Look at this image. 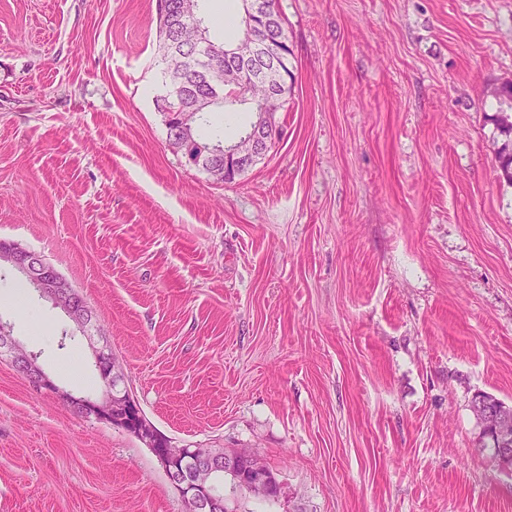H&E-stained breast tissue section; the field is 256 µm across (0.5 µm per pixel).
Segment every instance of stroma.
Masks as SVG:
<instances>
[{
	"label": "stroma",
	"instance_id": "stroma-1",
	"mask_svg": "<svg viewBox=\"0 0 512 512\" xmlns=\"http://www.w3.org/2000/svg\"><path fill=\"white\" fill-rule=\"evenodd\" d=\"M275 8L280 139L225 185L168 145L158 0H0V240L84 296L172 445L276 474L238 512H512L471 409L512 405V0ZM0 320L60 388L0 357V512H186L145 445L68 405L102 385L65 313L30 289Z\"/></svg>",
	"mask_w": 512,
	"mask_h": 512
}]
</instances>
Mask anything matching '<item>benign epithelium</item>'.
Returning a JSON list of instances; mask_svg holds the SVG:
<instances>
[{"instance_id": "obj_1", "label": "benign epithelium", "mask_w": 512, "mask_h": 512, "mask_svg": "<svg viewBox=\"0 0 512 512\" xmlns=\"http://www.w3.org/2000/svg\"><path fill=\"white\" fill-rule=\"evenodd\" d=\"M268 11L260 0H247L243 21L242 39L228 51L241 65L253 57L254 48L262 45L267 26ZM207 74L215 93L199 101L198 110L211 102H225L251 86L245 78V69L228 70L207 67ZM266 122L256 124L245 140L224 151V165L231 166V173L238 177L262 159L272 149L277 139V129L265 115ZM0 264L8 265L25 276L37 291L60 307L74 326L89 341L96 367L103 378L101 394L83 401V415L100 423L116 426L130 433L150 448L162 464L169 481L195 512H236L232 499L214 490V477L229 479L235 489L276 499L280 484L275 474L248 451L218 452L211 448H176L170 440L157 432L145 418L139 402L124 383L118 364L108 359L106 347L98 343L89 310L75 302L69 284L43 256L17 243H0ZM0 355L28 376L40 377L39 386L47 392L57 391L55 381L40 367L37 355L21 345L10 329L0 330ZM474 413L481 424L480 445L490 450L497 467L506 474L512 473V405H500L485 396L475 400Z\"/></svg>"}]
</instances>
